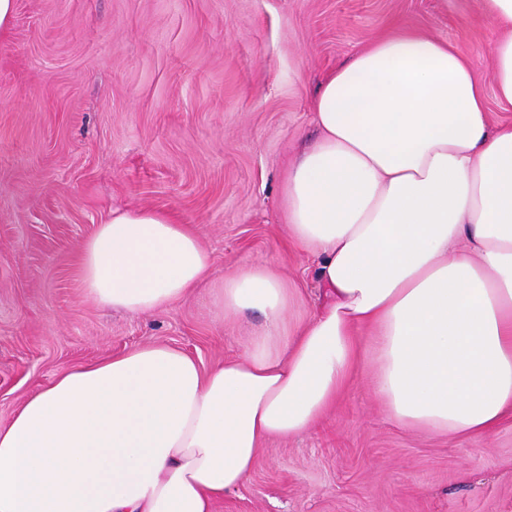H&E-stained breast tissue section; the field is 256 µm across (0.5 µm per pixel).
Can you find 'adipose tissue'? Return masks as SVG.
<instances>
[{
	"mask_svg": "<svg viewBox=\"0 0 512 512\" xmlns=\"http://www.w3.org/2000/svg\"><path fill=\"white\" fill-rule=\"evenodd\" d=\"M482 7L512 107V0ZM312 113L320 136L281 202L325 303L289 319L298 290L266 263L215 280L188 225L113 212L81 248L100 307L149 314L207 282L225 326L261 321L207 368L148 344L61 371L0 423V512H212L268 440L323 421L364 368L412 430L476 436L512 414V123L491 119L451 45L408 30L330 72Z\"/></svg>",
	"mask_w": 512,
	"mask_h": 512,
	"instance_id": "ef3b65f1",
	"label": "adipose tissue"
}]
</instances>
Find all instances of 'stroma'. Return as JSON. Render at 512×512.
<instances>
[{
  "label": "stroma",
  "instance_id": "35a3bbf8",
  "mask_svg": "<svg viewBox=\"0 0 512 512\" xmlns=\"http://www.w3.org/2000/svg\"><path fill=\"white\" fill-rule=\"evenodd\" d=\"M409 29L467 57L494 117L481 0H16L0 35V422L62 370L164 343L241 352L201 286L134 315L85 293L83 242L116 209L191 225L215 277L268 263L306 295L281 185L317 136L311 101L370 39ZM213 512H512V417L472 437L390 420L368 373L307 432L269 441Z\"/></svg>",
  "mask_w": 512,
  "mask_h": 512
}]
</instances>
